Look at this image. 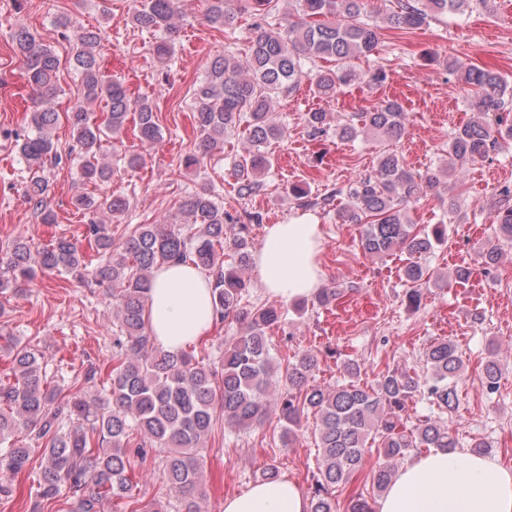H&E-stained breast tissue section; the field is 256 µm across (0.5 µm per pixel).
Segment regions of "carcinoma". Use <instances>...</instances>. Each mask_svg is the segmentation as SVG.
Masks as SVG:
<instances>
[{
  "instance_id": "cac0c4a2",
  "label": "carcinoma",
  "mask_w": 512,
  "mask_h": 512,
  "mask_svg": "<svg viewBox=\"0 0 512 512\" xmlns=\"http://www.w3.org/2000/svg\"><path fill=\"white\" fill-rule=\"evenodd\" d=\"M180 0H141L132 13L133 23L143 28L172 31L180 17ZM206 23L218 30L231 27L237 17L239 0H207ZM277 0H255L266 7L253 23L247 64L233 51L215 57L194 91L193 126L199 153L184 157L191 170L207 154L224 148V139L238 132L248 148L235 156L231 175L237 198L259 194L263 178L273 166L266 146L283 139L287 128L277 115L279 98L297 91L308 82L313 94L334 99L341 89L354 83L380 86L387 75L376 68L359 72L352 61L373 54L378 30L387 23L398 29L415 30L430 20L448 15L462 16L480 7L496 12V0H396L395 10L373 15L366 0H290L288 18L280 21ZM64 39L74 42L73 65L81 84L70 99L66 112L83 163L80 179L103 185L115 173L112 165L99 161L101 136H116L134 122V135L143 143L162 138L152 102L139 97L118 80L101 74L96 53L102 30L83 27L68 16L61 18ZM11 40L23 62L24 78L33 93L35 109L29 113L30 131L16 135L17 152L29 180L24 196L42 223H56L47 202L49 184L46 169L59 163L57 147L50 132L58 119L53 104L61 95L56 81L59 60L26 27L15 28ZM332 66L314 69L316 62ZM467 90L466 105L472 119L457 127L448 139L445 168L423 175L408 167L392 150L378 155L369 173L360 174L342 187H331L315 199L305 188L294 185L290 195L298 206H330L342 197L337 217L345 224L363 226L360 246L370 256L382 257L399 250L409 255L402 276L411 285L406 293L414 307L423 295L424 270L419 258L436 244L447 240L444 223L420 227L409 216L410 205L424 185L436 186L441 177L457 169L490 158L497 148L512 140V78L457 60L444 64ZM105 101L101 124L91 122L86 104ZM303 123L309 137L328 134L327 113L307 112ZM404 133L403 109L396 100H380L351 115L336 126V137L355 140L373 135L396 141ZM498 205L491 224L497 242L482 250L483 264L499 262L498 242L512 241V187L498 193ZM108 212L121 216L129 201L114 195L104 200ZM224 210L215 191L201 185L187 195L179 214L164 224H139L114 244L112 227L105 223L84 225L83 237L97 250L100 259L90 269L78 242L58 237L35 250L16 240L0 256V293L17 290L37 273L66 275L83 282L92 278L112 286L117 334L112 346L111 401L104 412L97 400L84 395H61L46 380L43 355L31 347L10 343L11 380L0 377V470L19 474L31 461V452L41 451L44 465L36 496L39 501L58 500L67 495L73 507L67 512H108L109 505L125 501L129 512H137L132 500L131 475L147 464L148 457L162 453L163 473L177 504L160 505L156 512H200L198 500L204 495V459L200 449L213 428L215 411L237 430H249L263 423L270 402L284 422L283 447L293 443V427L301 417H314V435L320 460L309 499V512H336L332 488L347 483L362 467L366 454L377 449L381 462L369 473L372 488L385 492L396 475L395 464L412 448L460 447L442 415L455 410V383L463 361L450 340L431 344L420 373L387 367L371 386L358 382L361 367L346 365L350 377L343 385L320 387L311 384L318 358L303 354L295 362L281 365L274 360L267 329L279 323L282 312L276 306L244 305L246 270L252 264L251 223L259 216ZM230 248L235 263H224V248ZM182 263L208 272L219 323L233 317L242 325L238 335L225 341L224 357L215 364L198 360L185 352L169 353L160 348L149 328V294L155 269L163 264ZM501 369L490 361L485 367L488 392L498 389ZM283 383L277 392L270 388ZM422 398L437 408L438 416H423L412 425L403 422L407 404ZM25 434L29 443L17 439Z\"/></svg>"
}]
</instances>
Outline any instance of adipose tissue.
I'll return each instance as SVG.
<instances>
[{
  "mask_svg": "<svg viewBox=\"0 0 512 512\" xmlns=\"http://www.w3.org/2000/svg\"><path fill=\"white\" fill-rule=\"evenodd\" d=\"M320 244L319 225L307 220L271 225L255 255L266 292L285 302L313 295L321 286ZM149 312L156 341L167 351H182L215 325L210 278L192 266H162L154 273ZM224 512H309V501L282 478L225 498ZM377 512H512V471L463 448H436L402 466Z\"/></svg>",
  "mask_w": 512,
  "mask_h": 512,
  "instance_id": "ef3b65f1",
  "label": "adipose tissue"
}]
</instances>
